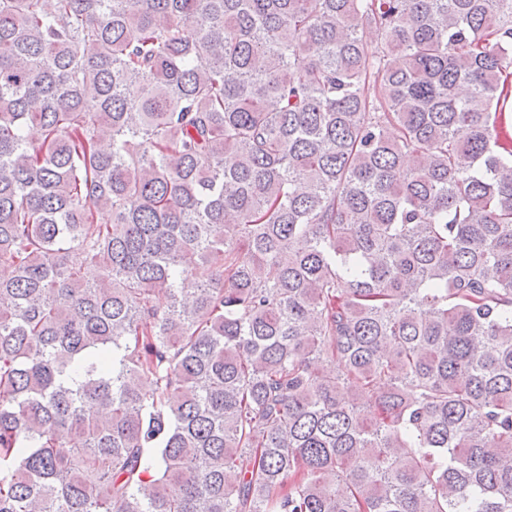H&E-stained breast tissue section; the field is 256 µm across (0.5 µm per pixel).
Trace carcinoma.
I'll return each mask as SVG.
<instances>
[{"instance_id":"cac0c4a2","label":"carcinoma","mask_w":512,"mask_h":512,"mask_svg":"<svg viewBox=\"0 0 512 512\" xmlns=\"http://www.w3.org/2000/svg\"><path fill=\"white\" fill-rule=\"evenodd\" d=\"M511 100L512 0H0V512H512Z\"/></svg>"}]
</instances>
